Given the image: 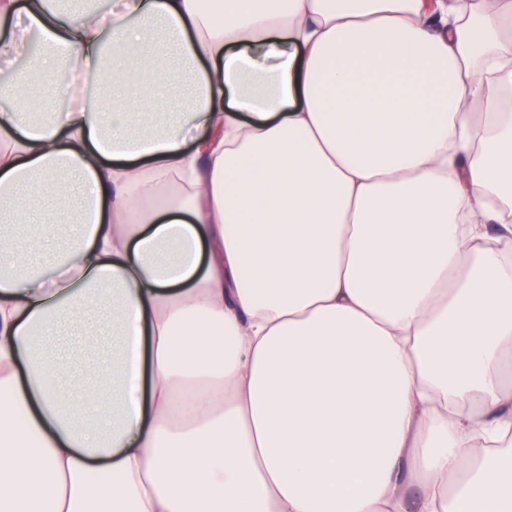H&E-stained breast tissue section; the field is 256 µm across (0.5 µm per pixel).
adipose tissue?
I'll return each mask as SVG.
<instances>
[{
  "instance_id": "adipose-tissue-1",
  "label": "adipose tissue",
  "mask_w": 512,
  "mask_h": 512,
  "mask_svg": "<svg viewBox=\"0 0 512 512\" xmlns=\"http://www.w3.org/2000/svg\"><path fill=\"white\" fill-rule=\"evenodd\" d=\"M60 2L0 0V512H512V0Z\"/></svg>"
}]
</instances>
